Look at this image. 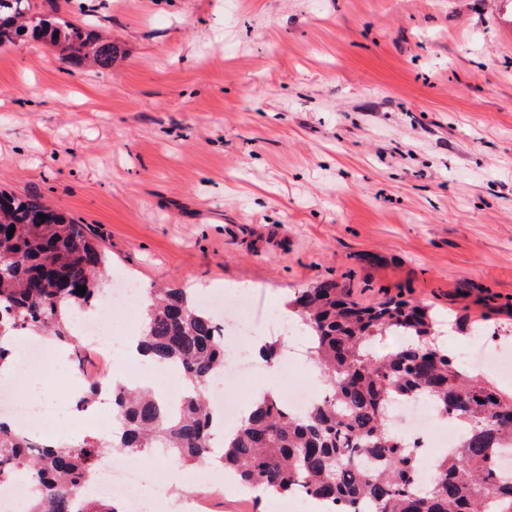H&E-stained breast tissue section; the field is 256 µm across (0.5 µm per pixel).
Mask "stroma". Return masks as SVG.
I'll return each mask as SVG.
<instances>
[{"label": "stroma", "mask_w": 512, "mask_h": 512, "mask_svg": "<svg viewBox=\"0 0 512 512\" xmlns=\"http://www.w3.org/2000/svg\"><path fill=\"white\" fill-rule=\"evenodd\" d=\"M119 53L0 48V190L115 275L273 309L334 278L512 331V0H72ZM23 373L19 395L67 393Z\"/></svg>", "instance_id": "1"}]
</instances>
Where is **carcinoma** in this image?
Instances as JSON below:
<instances>
[{
    "label": "carcinoma",
    "mask_w": 512,
    "mask_h": 512,
    "mask_svg": "<svg viewBox=\"0 0 512 512\" xmlns=\"http://www.w3.org/2000/svg\"><path fill=\"white\" fill-rule=\"evenodd\" d=\"M69 3L44 0L35 13L32 0H0V47L45 41L60 47L72 66L111 68L116 47L71 19ZM104 268L105 254L84 225L37 194L0 193V364L11 356L7 339L20 331L53 336L83 362L71 315L99 305ZM79 286L85 294L76 292ZM287 309L309 336L327 395L301 415L276 396L263 397L217 453L204 387L224 367V337L215 316L184 291L155 289L140 347L156 364L178 368L192 391L171 414L156 396L117 387L112 414L119 426L109 447L163 448L183 462L212 461L270 496L302 493L337 505L335 512H363L367 505L372 512H512V475L500 470L502 454L512 452V389L436 345L439 320L431 307L401 297L363 306L347 284L323 279L294 293ZM387 336L403 340L380 354ZM260 353L267 363L277 361L279 341L266 340ZM410 398L427 400L463 426L462 442L436 459L424 486L414 445L391 415ZM104 450L88 440L44 446L0 421V479L23 472L41 489L27 512H125L119 500L89 497L75 510Z\"/></svg>",
    "instance_id": "1"
}]
</instances>
